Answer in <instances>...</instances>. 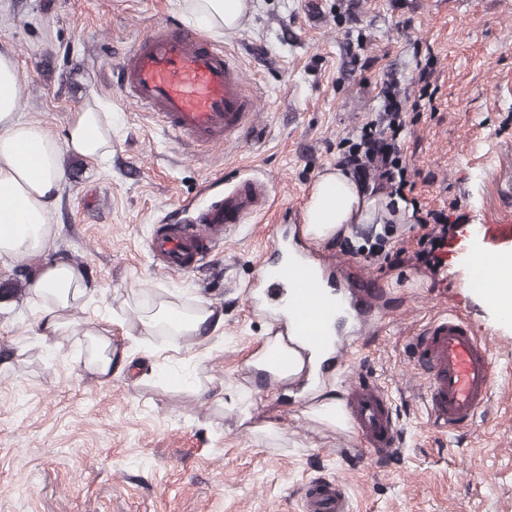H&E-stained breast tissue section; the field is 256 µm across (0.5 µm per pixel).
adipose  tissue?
I'll list each match as a JSON object with an SVG mask.
<instances>
[{
  "instance_id": "ef3b65f1",
  "label": "adipose tissue",
  "mask_w": 512,
  "mask_h": 512,
  "mask_svg": "<svg viewBox=\"0 0 512 512\" xmlns=\"http://www.w3.org/2000/svg\"><path fill=\"white\" fill-rule=\"evenodd\" d=\"M186 22L219 37L240 26L248 8L246 0H177ZM92 162L112 156V114L100 99L90 96L70 112L64 132L50 134L38 123L19 114V72L15 58L0 52V257L41 258L42 264L28 280L35 304L32 334L41 344H51L76 332L73 313L95 292L83 269L54 257L58 236L51 224L66 156ZM363 191L351 175L341 170L321 174L305 205L306 223L327 238L368 210ZM137 318L145 330L172 340L191 337L208 341L224 323L223 313L210 302L182 306L166 300L135 301ZM85 367L99 379H110L127 364L126 351L112 338V322L90 321L84 331Z\"/></svg>"
}]
</instances>
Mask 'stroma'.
Here are the masks:
<instances>
[{
  "label": "stroma",
  "instance_id": "obj_1",
  "mask_svg": "<svg viewBox=\"0 0 512 512\" xmlns=\"http://www.w3.org/2000/svg\"><path fill=\"white\" fill-rule=\"evenodd\" d=\"M183 26L176 0H0V51L19 68L22 118L58 135L96 95L118 116L103 164L67 159L50 220L58 255L95 286L77 321L108 318L128 369L101 381L82 367L83 337L47 348L30 334L26 289L0 298V512H301L300 488L341 477L352 512H512V316L473 284L477 256L512 244L471 232L512 225V0H250L241 25L216 38L258 97L249 144L193 150L113 88V68L157 25ZM432 65L433 101L417 106ZM409 96L401 154L423 211L449 217L462 246L447 268L418 263L412 218L385 232L387 198L319 257L386 235L398 261L367 268L390 291L392 316L353 343L351 374L388 390L402 453L378 463L354 440L309 419L305 396L261 389L242 406L245 362L268 321L242 289L318 175L383 110L382 87ZM242 175L272 188L267 214L225 240L213 262L168 273L152 258L153 224L221 193ZM210 302L224 327L202 344L144 332L131 297ZM455 311L493 345L495 388L473 430L432 429L411 342L434 315Z\"/></svg>",
  "mask_w": 512,
  "mask_h": 512
}]
</instances>
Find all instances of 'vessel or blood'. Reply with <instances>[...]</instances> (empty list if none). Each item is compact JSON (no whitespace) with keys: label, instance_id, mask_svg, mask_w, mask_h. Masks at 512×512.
<instances>
[{"label":"vessel or blood","instance_id":"obj_1","mask_svg":"<svg viewBox=\"0 0 512 512\" xmlns=\"http://www.w3.org/2000/svg\"><path fill=\"white\" fill-rule=\"evenodd\" d=\"M128 101L158 118L176 141L210 149L244 139L257 117L244 71L204 36L156 27L139 40L117 71ZM271 202L268 183L257 176L225 187L223 198L195 206L177 219L155 225L149 251L170 273L199 268L226 235L265 212ZM309 227L290 226L269 254L260 255V278L243 294L250 311L276 314L270 358L291 370L283 379L268 376L266 387L292 389L309 371V351L328 346V360L343 364L350 345L348 328L363 327L390 315L386 294L370 273L352 278L355 260L336 256L313 268L302 248ZM492 346L475 326L453 313L431 319L416 336L412 368L424 380V404L430 424L444 431L471 427L485 413L493 393ZM339 403L345 431L355 434L375 460L396 456L401 428L390 396L357 376L345 383ZM302 512H350L344 483L337 478L308 482L301 493Z\"/></svg>","mask_w":512,"mask_h":512}]
</instances>
